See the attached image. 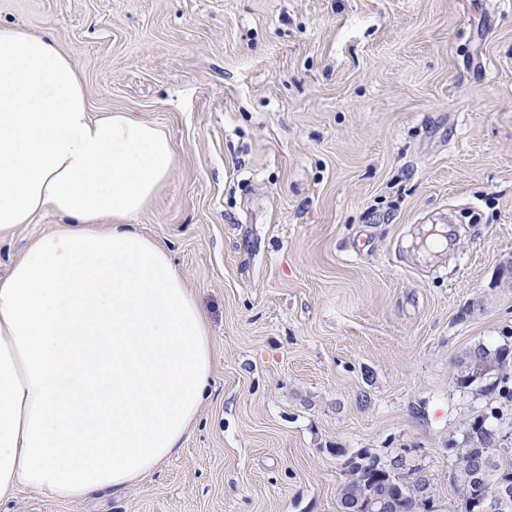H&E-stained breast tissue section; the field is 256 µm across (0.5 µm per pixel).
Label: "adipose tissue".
Returning <instances> with one entry per match:
<instances>
[{
    "mask_svg": "<svg viewBox=\"0 0 512 512\" xmlns=\"http://www.w3.org/2000/svg\"><path fill=\"white\" fill-rule=\"evenodd\" d=\"M176 163L157 125L89 112L52 34L0 28V237L66 222L0 280V500L120 491L180 453L210 384L208 320L130 226Z\"/></svg>",
    "mask_w": 512,
    "mask_h": 512,
    "instance_id": "adipose-tissue-1",
    "label": "adipose tissue"
}]
</instances>
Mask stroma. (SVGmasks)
Returning a JSON list of instances; mask_svg holds the SVG:
<instances>
[{"label":"stroma","instance_id":"stroma-1","mask_svg":"<svg viewBox=\"0 0 512 512\" xmlns=\"http://www.w3.org/2000/svg\"><path fill=\"white\" fill-rule=\"evenodd\" d=\"M48 32L91 111L172 139L134 224L208 317L182 451L125 490L0 512H341L367 450L463 512L449 444L512 402L457 383L512 348V0H0ZM54 214L0 238V278ZM488 357H491L495 360V364L498 366V368L494 370V361L485 362L479 371L481 376L491 375L493 370V372H495L501 369L503 366H505L509 357L511 361V349L507 347H498L491 351L483 346H478L465 358V361L461 360V375L468 374L478 362H483Z\"/></svg>","mask_w":512,"mask_h":512}]
</instances>
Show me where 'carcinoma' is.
Here are the masks:
<instances>
[{
  "label": "carcinoma",
  "instance_id": "1",
  "mask_svg": "<svg viewBox=\"0 0 512 512\" xmlns=\"http://www.w3.org/2000/svg\"><path fill=\"white\" fill-rule=\"evenodd\" d=\"M489 357L501 368L512 358V350L498 347L491 351L479 346L461 362V374L469 373L477 363ZM500 420L499 411L489 409L482 420L471 428L467 445L453 449L456 456L454 481L460 484L465 494L464 512H477L480 503L495 498L499 492L496 481L473 476L472 468L477 458L484 459L497 476L512 478V448L498 447L492 434L491 423ZM382 466L381 459L367 450L349 458L345 462V482L341 488L342 505L355 503L370 494L384 499L401 487L409 497L431 505L426 512H434V498L427 481L421 477L412 478L420 468L415 467L406 474L397 472L390 479H379L377 475L381 474Z\"/></svg>",
  "mask_w": 512,
  "mask_h": 512
}]
</instances>
